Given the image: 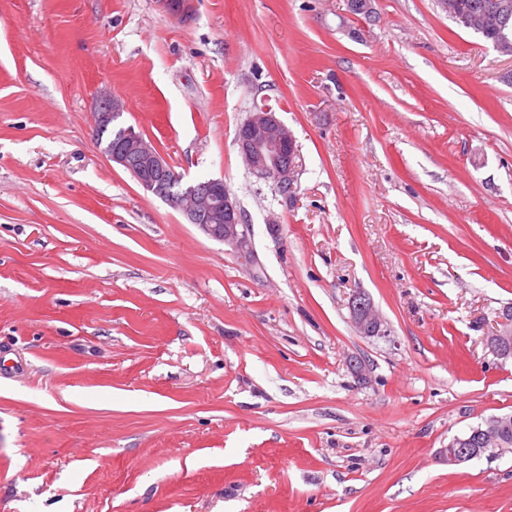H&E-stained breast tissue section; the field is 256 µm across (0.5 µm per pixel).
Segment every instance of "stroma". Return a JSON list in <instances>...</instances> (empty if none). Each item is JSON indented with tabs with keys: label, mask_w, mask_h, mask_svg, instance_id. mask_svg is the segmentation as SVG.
<instances>
[{
	"label": "stroma",
	"mask_w": 512,
	"mask_h": 512,
	"mask_svg": "<svg viewBox=\"0 0 512 512\" xmlns=\"http://www.w3.org/2000/svg\"><path fill=\"white\" fill-rule=\"evenodd\" d=\"M371 6L0 0V512H512V451L446 459L512 413V56ZM106 95L223 180L254 268L106 157ZM264 104L290 196L235 142ZM348 308L350 321L361 336H385L383 319L368 296L361 292L354 294L348 303ZM485 346L499 359L512 358V311L502 314L499 324L482 337Z\"/></svg>",
	"instance_id": "stroma-1"
}]
</instances>
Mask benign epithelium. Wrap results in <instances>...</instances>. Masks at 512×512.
<instances>
[{"label":"benign epithelium","instance_id":"7a95c632","mask_svg":"<svg viewBox=\"0 0 512 512\" xmlns=\"http://www.w3.org/2000/svg\"><path fill=\"white\" fill-rule=\"evenodd\" d=\"M157 2L168 14L182 17L189 12L192 0ZM119 111L121 104L117 100L108 96L101 98L94 112L96 127L107 126ZM235 142L246 166L254 174L272 178L278 188L293 192L298 167L296 143L272 108L263 106L250 113L237 129ZM107 157L129 171L145 190L178 209L189 223L230 247L243 265H254L251 225L245 223L223 180L192 183L187 193L178 198L166 195L164 184L179 178V174L154 143L144 139L131 127L124 132L120 144L108 151ZM348 308L350 321L360 335L375 337L386 334L383 319L368 296L361 292L354 294ZM482 340L497 358L511 359L512 311H505L500 324L488 331ZM511 431L512 413L489 418L485 423L453 437L448 443V463L460 464L482 455L492 457L498 449L511 448Z\"/></svg>","mask_w":512,"mask_h":512}]
</instances>
